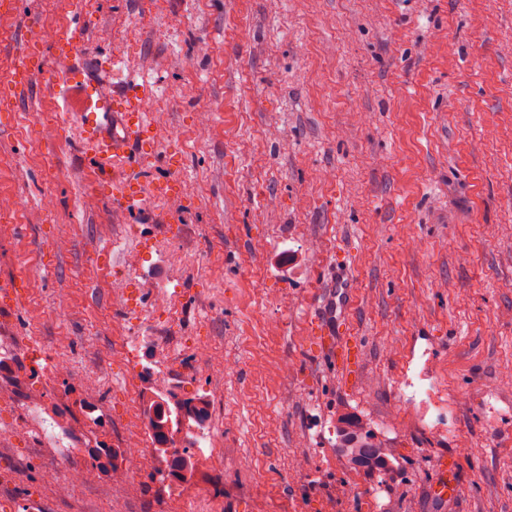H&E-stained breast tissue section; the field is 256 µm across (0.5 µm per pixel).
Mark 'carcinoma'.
<instances>
[{
    "mask_svg": "<svg viewBox=\"0 0 512 512\" xmlns=\"http://www.w3.org/2000/svg\"><path fill=\"white\" fill-rule=\"evenodd\" d=\"M168 398L167 402L154 403L149 411L148 425L161 445L157 449L158 454L176 462L179 470L172 477L181 481L193 469L194 454L187 448L177 449L173 434L178 432L188 415L199 422L204 421L208 402L201 397L182 399L174 391L168 393ZM339 447L349 464L371 473L383 471L384 458L391 454V450L377 439L367 424L349 418L341 419Z\"/></svg>",
    "mask_w": 512,
    "mask_h": 512,
    "instance_id": "cac0c4a2",
    "label": "carcinoma"
}]
</instances>
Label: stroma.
Returning <instances> with one entry per match:
<instances>
[{
  "label": "stroma",
  "mask_w": 512,
  "mask_h": 512,
  "mask_svg": "<svg viewBox=\"0 0 512 512\" xmlns=\"http://www.w3.org/2000/svg\"><path fill=\"white\" fill-rule=\"evenodd\" d=\"M92 2L0 16L84 36L71 77L0 91V195L19 205L0 279L24 277L0 321L19 367L37 339L103 380L100 437L119 452L139 430L130 390H221L224 457L174 489L158 460L119 491L105 474L65 490L0 400V512H370L376 496L388 512H512V0ZM133 83L161 129L137 159L182 190L116 224L83 203L76 110ZM104 265L124 267L123 291ZM340 281L348 377L308 316ZM201 348L212 360L189 373ZM345 414L391 448L385 474L339 453ZM445 462L458 493L442 500Z\"/></svg>",
  "instance_id": "stroma-1"
}]
</instances>
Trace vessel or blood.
<instances>
[{"label": "vessel or blood", "mask_w": 512, "mask_h": 512, "mask_svg": "<svg viewBox=\"0 0 512 512\" xmlns=\"http://www.w3.org/2000/svg\"><path fill=\"white\" fill-rule=\"evenodd\" d=\"M78 45V34L57 38V54L52 62L57 75L69 71ZM16 54V63L6 84L15 97L25 98L31 92L32 77L38 70L34 60L35 44L30 35L19 36ZM145 99V89L133 85L101 103L99 111L80 115L84 146L93 158L91 180L99 195L106 197L112 213L124 218L144 211L148 197L163 198L172 191L171 185L155 181L149 182L147 189H140L123 171L124 164L131 161L134 145L145 144L149 135L156 131L150 113L145 110Z\"/></svg>", "instance_id": "b4317fda"}]
</instances>
